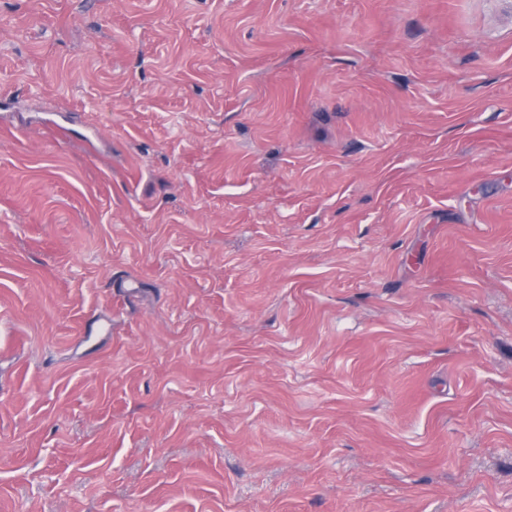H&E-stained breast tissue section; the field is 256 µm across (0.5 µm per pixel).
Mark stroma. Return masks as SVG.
<instances>
[{"label": "stroma", "instance_id": "35a3bbf8", "mask_svg": "<svg viewBox=\"0 0 512 512\" xmlns=\"http://www.w3.org/2000/svg\"><path fill=\"white\" fill-rule=\"evenodd\" d=\"M0 512H512V0H0Z\"/></svg>", "mask_w": 512, "mask_h": 512}]
</instances>
